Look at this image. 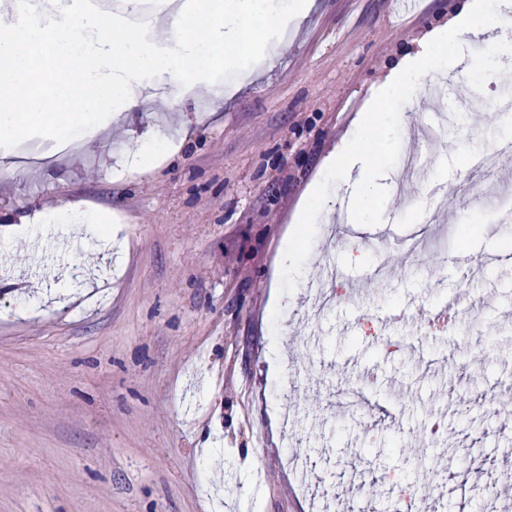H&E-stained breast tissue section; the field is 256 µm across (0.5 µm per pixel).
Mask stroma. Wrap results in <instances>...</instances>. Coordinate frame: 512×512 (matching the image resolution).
Returning a JSON list of instances; mask_svg holds the SVG:
<instances>
[{
    "label": "stroma",
    "instance_id": "stroma-1",
    "mask_svg": "<svg viewBox=\"0 0 512 512\" xmlns=\"http://www.w3.org/2000/svg\"><path fill=\"white\" fill-rule=\"evenodd\" d=\"M309 2L256 24L263 56L225 47L224 98L205 111L160 101L111 134L82 128L46 174L0 149L1 214L76 203L110 211L115 237L0 226V512H406L421 456L437 512H482L485 473L512 478V408L481 404L512 394V261L481 263L512 254V163L462 165L512 141L495 110L512 28L468 73L473 39L434 35L463 0ZM436 119L441 146L420 144L398 187L410 131ZM183 130L175 157L132 169L142 141ZM345 145L367 159L361 185L325 163ZM436 183L464 189L440 208ZM343 213L361 235L336 233ZM417 228L425 249L373 277ZM313 279L333 297L321 311ZM455 296L472 309L435 322ZM456 343L479 377L448 360ZM357 375L372 382L354 411ZM435 420L437 446L419 438Z\"/></svg>",
    "mask_w": 512,
    "mask_h": 512
}]
</instances>
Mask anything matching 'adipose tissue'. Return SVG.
<instances>
[{"label":"adipose tissue","mask_w":512,"mask_h":512,"mask_svg":"<svg viewBox=\"0 0 512 512\" xmlns=\"http://www.w3.org/2000/svg\"><path fill=\"white\" fill-rule=\"evenodd\" d=\"M82 0H36L0 11V138L63 130L71 119L100 132L136 107L134 90L159 85L171 105L210 88L224 46L256 50L260 0H161L154 35L83 9Z\"/></svg>","instance_id":"obj_1"}]
</instances>
